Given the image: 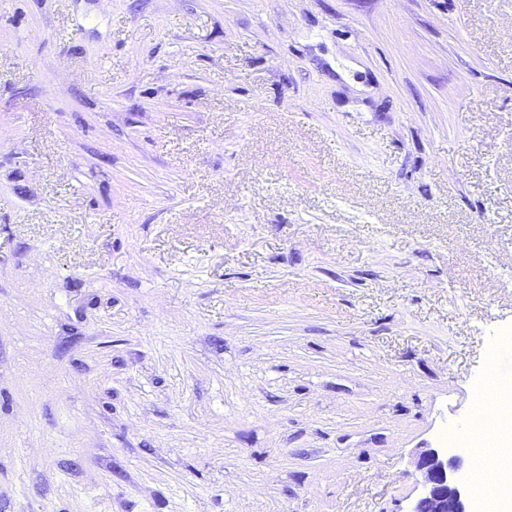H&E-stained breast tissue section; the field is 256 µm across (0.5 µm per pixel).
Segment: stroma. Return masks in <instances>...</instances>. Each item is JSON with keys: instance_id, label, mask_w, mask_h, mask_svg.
<instances>
[{"instance_id": "stroma-1", "label": "stroma", "mask_w": 512, "mask_h": 512, "mask_svg": "<svg viewBox=\"0 0 512 512\" xmlns=\"http://www.w3.org/2000/svg\"><path fill=\"white\" fill-rule=\"evenodd\" d=\"M512 349V0H0V512H405Z\"/></svg>"}]
</instances>
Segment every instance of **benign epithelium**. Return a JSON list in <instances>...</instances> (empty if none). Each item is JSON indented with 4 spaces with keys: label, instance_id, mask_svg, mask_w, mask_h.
<instances>
[{
    "label": "benign epithelium",
    "instance_id": "obj_1",
    "mask_svg": "<svg viewBox=\"0 0 512 512\" xmlns=\"http://www.w3.org/2000/svg\"><path fill=\"white\" fill-rule=\"evenodd\" d=\"M414 465L422 492L408 512H474L459 479L464 468L461 456H450L443 448H425L417 453Z\"/></svg>",
    "mask_w": 512,
    "mask_h": 512
}]
</instances>
